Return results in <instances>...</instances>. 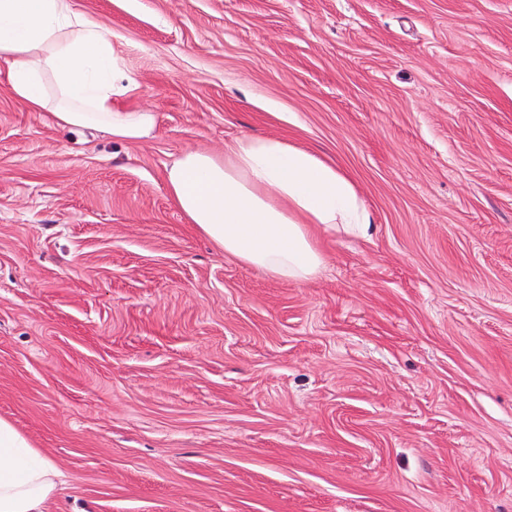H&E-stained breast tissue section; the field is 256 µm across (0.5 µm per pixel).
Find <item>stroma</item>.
Listing matches in <instances>:
<instances>
[{
	"label": "stroma",
	"instance_id": "stroma-1",
	"mask_svg": "<svg viewBox=\"0 0 512 512\" xmlns=\"http://www.w3.org/2000/svg\"><path fill=\"white\" fill-rule=\"evenodd\" d=\"M76 3L158 132L60 128L0 63V418L63 473L48 512H512V0ZM246 133L370 213L311 281L168 196Z\"/></svg>",
	"mask_w": 512,
	"mask_h": 512
}]
</instances>
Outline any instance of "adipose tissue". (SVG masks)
Instances as JSON below:
<instances>
[{"mask_svg":"<svg viewBox=\"0 0 512 512\" xmlns=\"http://www.w3.org/2000/svg\"><path fill=\"white\" fill-rule=\"evenodd\" d=\"M0 60L12 94L62 128L101 127L124 143L152 138L156 115L131 107L141 84L111 31L75 0H0ZM168 195L217 249L273 279L302 283L325 267L313 227L368 237L353 183L309 149L244 134L217 153L185 150ZM61 474L43 449L0 418V512H46Z\"/></svg>","mask_w":512,"mask_h":512,"instance_id":"ef3b65f1","label":"adipose tissue"}]
</instances>
